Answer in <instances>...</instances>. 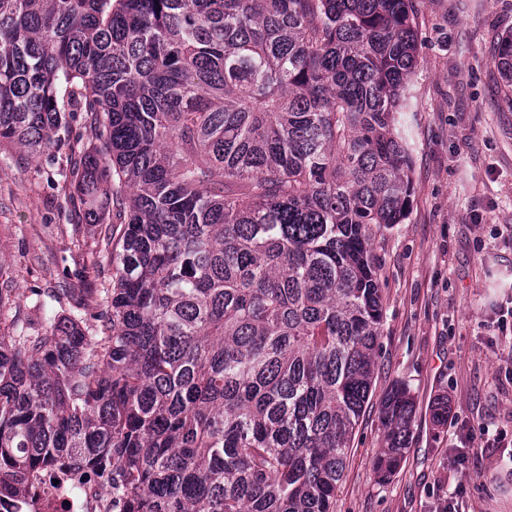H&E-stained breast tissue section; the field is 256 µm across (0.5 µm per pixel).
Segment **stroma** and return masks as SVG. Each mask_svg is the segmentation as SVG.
<instances>
[{
	"instance_id": "1",
	"label": "stroma",
	"mask_w": 512,
	"mask_h": 512,
	"mask_svg": "<svg viewBox=\"0 0 512 512\" xmlns=\"http://www.w3.org/2000/svg\"><path fill=\"white\" fill-rule=\"evenodd\" d=\"M420 66L410 210L373 242L383 321L373 401L350 443L335 512H440L465 487L466 512H512V447L454 461L457 435L481 425L512 435V94L494 63L512 31V0H416ZM54 149H0V266L16 303L0 330L29 316L30 289L50 288L59 309L93 302L112 285L104 224L87 223L75 177ZM405 383L415 402L398 470L379 480V397ZM447 401L448 416L433 408Z\"/></svg>"
}]
</instances>
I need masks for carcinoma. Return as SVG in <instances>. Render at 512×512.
I'll return each mask as SVG.
<instances>
[{"mask_svg":"<svg viewBox=\"0 0 512 512\" xmlns=\"http://www.w3.org/2000/svg\"><path fill=\"white\" fill-rule=\"evenodd\" d=\"M494 63L512 88V34ZM414 0H0V145L74 153L112 287L0 334V499L117 474L125 512H334L372 397L374 227L408 215ZM380 478L414 419L379 402Z\"/></svg>","mask_w":512,"mask_h":512,"instance_id":"carcinoma-1","label":"carcinoma"}]
</instances>
